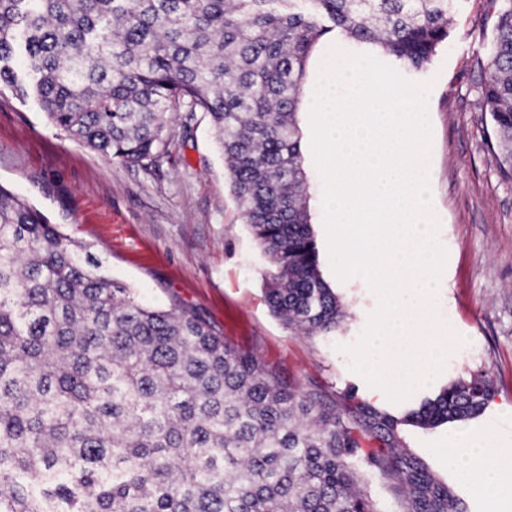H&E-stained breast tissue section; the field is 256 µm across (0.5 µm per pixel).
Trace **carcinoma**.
<instances>
[{"mask_svg": "<svg viewBox=\"0 0 512 512\" xmlns=\"http://www.w3.org/2000/svg\"><path fill=\"white\" fill-rule=\"evenodd\" d=\"M455 0H0V87L68 138L141 167L173 114L206 112L268 267L272 314L309 335L345 318L320 268L297 123L313 47L335 32L407 73L448 41ZM474 60L512 179V0ZM486 375L397 416L305 389L197 310L142 302L90 247L0 184V512H467L402 427L480 415ZM366 480L370 485L377 506L383 511L396 510V503L386 480L382 479L376 473L366 474Z\"/></svg>", "mask_w": 512, "mask_h": 512, "instance_id": "carcinoma-1", "label": "carcinoma"}]
</instances>
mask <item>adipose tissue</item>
<instances>
[{
    "label": "adipose tissue",
    "mask_w": 512,
    "mask_h": 512,
    "mask_svg": "<svg viewBox=\"0 0 512 512\" xmlns=\"http://www.w3.org/2000/svg\"><path fill=\"white\" fill-rule=\"evenodd\" d=\"M440 454L486 501L490 512L512 500V450L495 447L492 430L441 449Z\"/></svg>",
    "instance_id": "obj_1"
}]
</instances>
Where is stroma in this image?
Wrapping results in <instances>:
<instances>
[{
    "label": "stroma",
    "instance_id": "stroma-1",
    "mask_svg": "<svg viewBox=\"0 0 512 512\" xmlns=\"http://www.w3.org/2000/svg\"><path fill=\"white\" fill-rule=\"evenodd\" d=\"M490 11V0H458L447 45L411 77L429 88L431 194L436 238L447 251L438 318L464 343L440 374L401 402L371 394L341 351L359 339L378 298L366 281H339L331 269L322 179L312 156H305L304 169L322 274L347 311L333 335L291 332L271 314L261 279L267 259L231 194L206 113H177L167 153L149 167H127L68 138L34 101L2 90L0 185L90 244L105 272L144 302L202 312L232 345L281 365L300 384L320 383L331 397L351 392L400 414L450 382L485 373L492 391L480 416L428 430L408 428L407 441L468 512H487L439 451L488 426L497 429L498 447L512 448V179L502 176L490 150L493 122L477 108L472 69L493 37L485 21Z\"/></svg>",
    "mask_w": 512,
    "mask_h": 512
}]
</instances>
